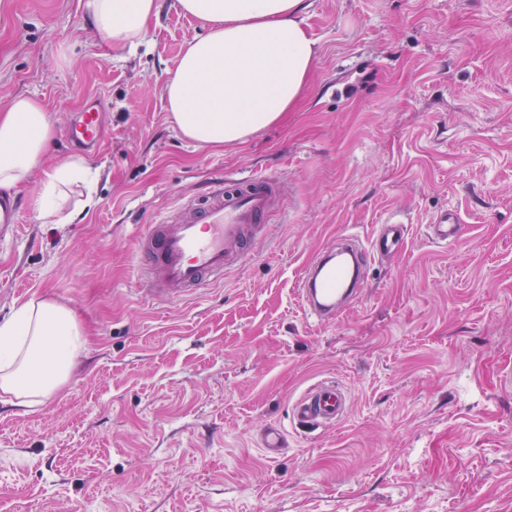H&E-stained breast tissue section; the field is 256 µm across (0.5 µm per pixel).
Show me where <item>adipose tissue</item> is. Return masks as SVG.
Returning a JSON list of instances; mask_svg holds the SVG:
<instances>
[{"label":"adipose tissue","instance_id":"1","mask_svg":"<svg viewBox=\"0 0 512 512\" xmlns=\"http://www.w3.org/2000/svg\"><path fill=\"white\" fill-rule=\"evenodd\" d=\"M206 32L185 46L165 85L168 110L184 137L234 145L278 122L300 99L317 53L304 0H179ZM159 0H87L92 24L113 47L134 45ZM54 136L38 100L19 97L0 113V189L14 188ZM89 161L75 157L47 173L39 217L69 224L61 188L91 184ZM86 340L75 311L33 297L0 324V393L23 407L43 402L71 377Z\"/></svg>","mask_w":512,"mask_h":512}]
</instances>
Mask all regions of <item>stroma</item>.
<instances>
[{"instance_id":"35a3bbf8","label":"stroma","mask_w":512,"mask_h":512,"mask_svg":"<svg viewBox=\"0 0 512 512\" xmlns=\"http://www.w3.org/2000/svg\"><path fill=\"white\" fill-rule=\"evenodd\" d=\"M309 86L246 143L189 141L165 85L204 34L160 0L139 43L110 49L85 0H0V110L39 100L54 128L0 228V321L34 296L72 308L80 364L43 403L0 400V512H512V0H307ZM107 115L86 153L64 132ZM85 156L70 224H45L44 165ZM285 176L288 220L222 285L140 297L133 238L220 173ZM94 205L82 209L85 196ZM456 212L457 238L427 226ZM400 215L404 248L367 271L335 322L307 318L305 266L340 236ZM343 385L347 417L293 403ZM278 423L288 446H258ZM106 116L96 100H90L68 128V140L77 148L89 149L102 139ZM349 400L345 389L335 381H324L310 388L292 407L293 418L301 425L331 427L345 418Z\"/></svg>"}]
</instances>
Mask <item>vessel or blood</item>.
<instances>
[{
	"label": "vessel or blood",
	"mask_w": 512,
	"mask_h": 512,
	"mask_svg": "<svg viewBox=\"0 0 512 512\" xmlns=\"http://www.w3.org/2000/svg\"><path fill=\"white\" fill-rule=\"evenodd\" d=\"M106 116L97 101H89L68 128V140L89 149L102 139ZM284 181L264 174L228 175L213 183L205 198H185L173 216L142 225L135 236L137 274L146 298L172 302L196 296L223 283L224 274L252 259L256 245L280 209ZM458 217L440 215L431 236L448 243L457 234ZM406 226L392 220L380 225L369 242L345 235L324 247L307 265L298 283L306 315L319 323L336 321L360 298L367 286L365 270L372 261L398 253L404 246ZM349 400L336 382L310 388L292 407L302 425L331 427L345 418ZM260 446L275 457L288 446L285 431L266 427Z\"/></svg>",
	"instance_id": "b4317fda"
}]
</instances>
